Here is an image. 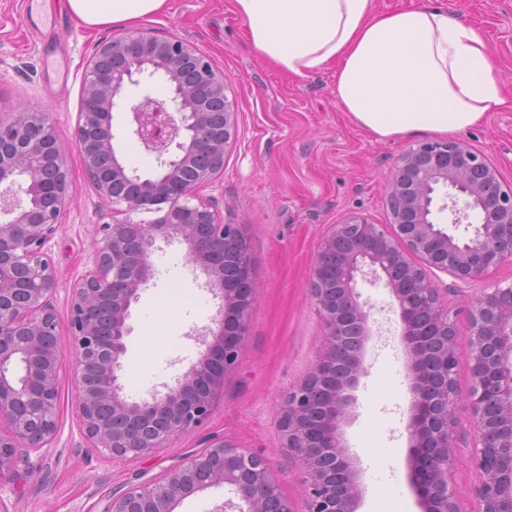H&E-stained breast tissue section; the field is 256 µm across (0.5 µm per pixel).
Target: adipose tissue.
<instances>
[{"label":"adipose tissue","mask_w":512,"mask_h":512,"mask_svg":"<svg viewBox=\"0 0 512 512\" xmlns=\"http://www.w3.org/2000/svg\"><path fill=\"white\" fill-rule=\"evenodd\" d=\"M79 26L132 28L168 0H63ZM253 51L297 79L333 72V93L377 139L455 134L512 108L481 29L441 7L374 0H233Z\"/></svg>","instance_id":"1"}]
</instances>
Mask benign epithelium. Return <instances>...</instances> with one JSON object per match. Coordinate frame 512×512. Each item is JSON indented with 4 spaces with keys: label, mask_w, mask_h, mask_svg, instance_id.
I'll use <instances>...</instances> for the list:
<instances>
[{
    "label": "benign epithelium",
    "mask_w": 512,
    "mask_h": 512,
    "mask_svg": "<svg viewBox=\"0 0 512 512\" xmlns=\"http://www.w3.org/2000/svg\"><path fill=\"white\" fill-rule=\"evenodd\" d=\"M166 78V99L144 95L128 126L158 170L143 176L120 161L112 112L139 76ZM228 84L207 55L174 35L141 30L98 43L82 86L75 128L85 173L97 195L126 211L160 212L97 229L93 267L72 285L68 333L76 352V411L94 448L135 459L194 431L209 416L215 391L238 365L256 300L253 258L242 225L225 223L216 203H192L224 170L237 123ZM0 482L18 449L39 451L57 430L61 343L50 297L58 287L44 251L69 203V173L48 113L24 107L0 120ZM390 229L362 214L332 225L309 280L323 321V345L306 376L284 394L277 430L301 462L308 512H358L361 469L345 427L365 374L371 335L359 281H384L399 311L413 401L406 430L411 483L423 512H460L448 483L456 447L458 336L439 301L444 273L457 283L512 262V184L469 142L421 141L395 158L388 183ZM449 225L467 221L462 236ZM187 246L222 298L218 328L205 353L175 385L141 402L122 396L127 321L151 275L156 240ZM472 386L467 401L478 440L470 456L480 472L479 512H512V284L486 288L469 310ZM224 485L245 508L265 512L283 499L267 461L222 441L158 480L113 493L103 512H174L188 495Z\"/></svg>",
    "instance_id": "obj_1"
}]
</instances>
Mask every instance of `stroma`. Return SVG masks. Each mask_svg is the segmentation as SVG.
Listing matches in <instances>:
<instances>
[{
	"label": "stroma",
	"instance_id": "1",
	"mask_svg": "<svg viewBox=\"0 0 512 512\" xmlns=\"http://www.w3.org/2000/svg\"><path fill=\"white\" fill-rule=\"evenodd\" d=\"M444 6L482 29L498 62L497 77L512 92V0H376L378 9ZM31 0H0V118L28 104L47 110L63 145L69 170L70 202L45 250L58 275L50 302L67 324L71 286L93 266L98 225L124 215L100 199L88 181L75 141L86 65L96 45L121 36V29L88 32L63 14L53 30L36 29L27 16ZM149 28L174 34L206 52L230 82L237 134L224 170L198 192L217 203L221 220L242 225L253 257L256 302L237 367L229 372L202 426L173 438L167 447L130 460L112 458L90 446L75 413V353L62 338L58 372V431L47 448L30 452L0 483V512H103L108 495L162 475L222 440L264 457L291 512H307L302 470L277 432L283 394L301 380L323 342V326L308 283L321 242L332 224L353 212L387 224L388 178L409 137L380 141L339 108L331 71L296 80L272 70L244 37L232 0H168ZM167 95L158 78L127 86L125 104L113 119L115 145L124 165L154 173V155L127 132V109L144 93ZM512 181V110L488 113L461 134ZM153 274L131 307L125 369L120 382L129 400L149 398L175 384L205 350L202 335L215 327L222 304L205 272L190 263L185 245L157 242ZM512 284V263L485 279L441 294L458 334L456 382L471 385L467 310L487 285ZM370 308L367 373L355 392L354 417L345 429L347 445L362 469L358 512H420L407 470L406 421L412 401L408 359L399 314L383 283H360ZM460 439L448 473L461 512H479L480 477L470 464L476 434L467 404H460Z\"/></svg>",
	"mask_w": 512,
	"mask_h": 512
}]
</instances>
